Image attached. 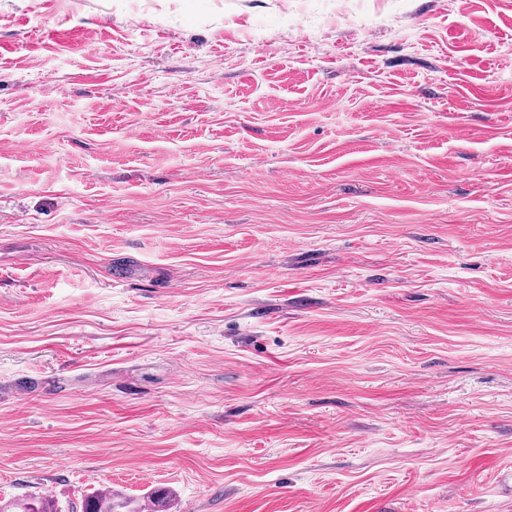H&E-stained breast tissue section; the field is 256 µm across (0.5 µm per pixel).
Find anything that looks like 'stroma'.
Masks as SVG:
<instances>
[{"instance_id":"obj_1","label":"stroma","mask_w":512,"mask_h":512,"mask_svg":"<svg viewBox=\"0 0 512 512\" xmlns=\"http://www.w3.org/2000/svg\"><path fill=\"white\" fill-rule=\"evenodd\" d=\"M510 466L512 0H0V500Z\"/></svg>"}]
</instances>
